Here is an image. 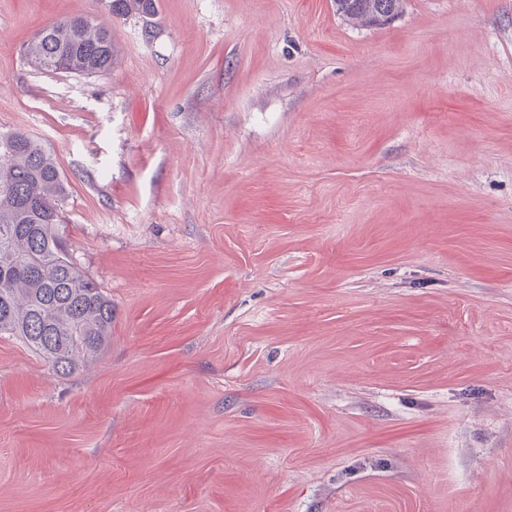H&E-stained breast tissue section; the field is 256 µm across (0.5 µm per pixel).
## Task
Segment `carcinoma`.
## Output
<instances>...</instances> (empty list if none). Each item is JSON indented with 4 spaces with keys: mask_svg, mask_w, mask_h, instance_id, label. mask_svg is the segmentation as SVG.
Returning a JSON list of instances; mask_svg holds the SVG:
<instances>
[{
    "mask_svg": "<svg viewBox=\"0 0 512 512\" xmlns=\"http://www.w3.org/2000/svg\"><path fill=\"white\" fill-rule=\"evenodd\" d=\"M404 0H336L358 26L381 24ZM111 17L157 12V0H110ZM25 48L30 66L98 75L112 68V23L65 17ZM67 180L53 153L20 131L0 132V337L12 336L67 376L92 361L112 336V300L87 275L61 231Z\"/></svg>",
    "mask_w": 512,
    "mask_h": 512,
    "instance_id": "obj_1",
    "label": "carcinoma"
}]
</instances>
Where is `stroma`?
Instances as JSON below:
<instances>
[{"instance_id":"35a3bbf8","label":"stroma","mask_w":512,"mask_h":512,"mask_svg":"<svg viewBox=\"0 0 512 512\" xmlns=\"http://www.w3.org/2000/svg\"><path fill=\"white\" fill-rule=\"evenodd\" d=\"M0 131L68 179L112 338L0 339V512H512V0H158L99 76L21 49ZM403 0H336V12L358 26L381 24L402 12Z\"/></svg>"}]
</instances>
